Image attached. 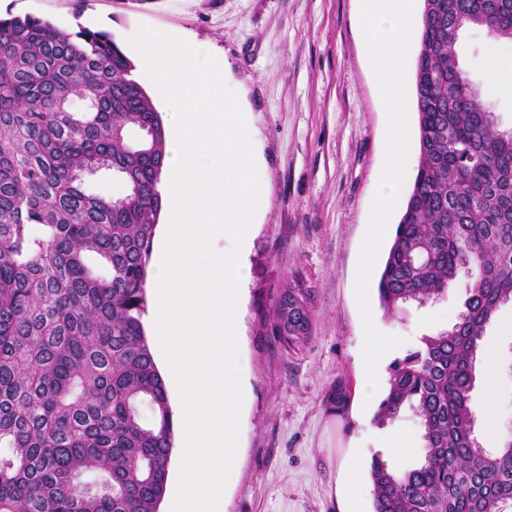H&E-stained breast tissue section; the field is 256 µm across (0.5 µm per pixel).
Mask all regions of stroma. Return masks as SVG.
<instances>
[{
  "instance_id": "stroma-1",
  "label": "stroma",
  "mask_w": 512,
  "mask_h": 512,
  "mask_svg": "<svg viewBox=\"0 0 512 512\" xmlns=\"http://www.w3.org/2000/svg\"><path fill=\"white\" fill-rule=\"evenodd\" d=\"M361 0H0V13L32 15L74 30L111 33L153 84L129 39L139 26L173 31L224 63V81L248 114L263 201L254 216L241 347L248 361L238 456L220 512H372L368 468L374 454L408 467L419 449L397 454L389 435L419 440L410 409L376 424L364 391L363 321L357 267L383 166L387 113L364 45ZM490 37L463 28L459 68L512 128V79L489 77ZM300 277L311 293L312 330L299 351L284 348L269 314L278 290ZM459 277L439 300L381 308L368 300L376 328L401 338L399 354L449 329L467 297ZM492 365L477 363L473 402H492L497 435L484 416L475 434L488 451L512 438V304L485 330ZM496 391L487 394L486 382Z\"/></svg>"
}]
</instances>
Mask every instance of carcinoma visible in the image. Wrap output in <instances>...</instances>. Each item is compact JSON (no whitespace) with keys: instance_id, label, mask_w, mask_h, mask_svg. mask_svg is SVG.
Here are the masks:
<instances>
[{"instance_id":"cac0c4a2","label":"carcinoma","mask_w":512,"mask_h":512,"mask_svg":"<svg viewBox=\"0 0 512 512\" xmlns=\"http://www.w3.org/2000/svg\"><path fill=\"white\" fill-rule=\"evenodd\" d=\"M465 26L512 41V0H423L418 164L378 298L394 311L471 280L452 329L389 367L374 419L409 407L423 446L408 468L372 457L373 512H512V438L486 452L471 404L512 303V133L456 63ZM133 70L106 31L0 17V512H158L167 488L173 413L143 325L167 138ZM109 172L122 194L88 191ZM309 304L297 277L274 300L292 350Z\"/></svg>"}]
</instances>
